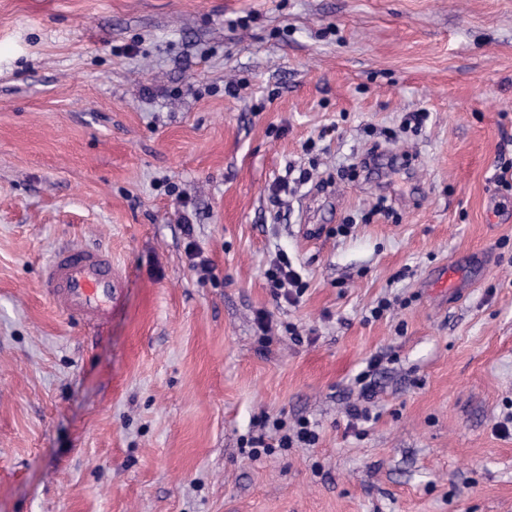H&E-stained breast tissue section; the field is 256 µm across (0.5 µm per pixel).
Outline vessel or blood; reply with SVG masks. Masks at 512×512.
<instances>
[{"label": "vessel or blood", "mask_w": 512, "mask_h": 512, "mask_svg": "<svg viewBox=\"0 0 512 512\" xmlns=\"http://www.w3.org/2000/svg\"><path fill=\"white\" fill-rule=\"evenodd\" d=\"M41 287L59 312L92 330L108 319L122 280L110 252L77 242L51 255L42 269Z\"/></svg>", "instance_id": "1"}]
</instances>
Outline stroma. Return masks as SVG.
I'll list each match as a JSON object with an SVG mask.
<instances>
[{
    "mask_svg": "<svg viewBox=\"0 0 512 512\" xmlns=\"http://www.w3.org/2000/svg\"><path fill=\"white\" fill-rule=\"evenodd\" d=\"M502 155L512 0H0V512H512ZM66 241L123 277L95 336L41 292ZM274 418L318 443L251 458ZM265 279L275 298H284L289 303H297L306 285L301 275L292 267L287 255H277L265 271Z\"/></svg>",
    "mask_w": 512,
    "mask_h": 512,
    "instance_id": "35a3bbf8",
    "label": "stroma"
}]
</instances>
